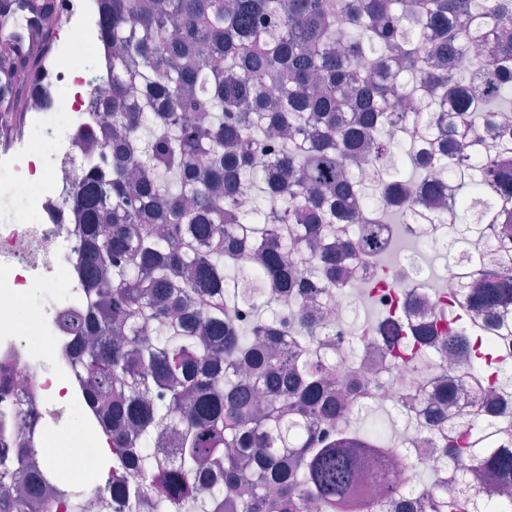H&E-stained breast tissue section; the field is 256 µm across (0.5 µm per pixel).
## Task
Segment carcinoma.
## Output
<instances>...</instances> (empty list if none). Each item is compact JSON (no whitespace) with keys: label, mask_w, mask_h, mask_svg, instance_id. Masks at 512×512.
<instances>
[{"label":"carcinoma","mask_w":512,"mask_h":512,"mask_svg":"<svg viewBox=\"0 0 512 512\" xmlns=\"http://www.w3.org/2000/svg\"><path fill=\"white\" fill-rule=\"evenodd\" d=\"M112 38V167L76 195L85 232L88 315L79 370L89 401L145 470L158 512H410L382 442L340 414H367L381 388L348 382L365 336L341 353L321 301L343 287L348 258L377 262L390 219L429 220L439 198L441 248L486 238L495 265L467 303L420 327L404 303L376 322L392 367L419 371L443 464L467 477L483 460L503 496L433 494L429 512H512V412L481 394L512 364L475 350L470 311L512 330V0H101ZM141 96L140 108L128 101ZM454 188L453 195L446 189ZM276 199L280 211L270 210ZM180 428L172 457L153 458L159 432ZM24 448L0 470V512H29L39 476ZM378 489L361 501V479Z\"/></svg>","instance_id":"obj_1"}]
</instances>
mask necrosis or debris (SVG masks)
Here are the masks:
<instances>
[{
  "instance_id": "1",
  "label": "necrosis or debris",
  "mask_w": 512,
  "mask_h": 512,
  "mask_svg": "<svg viewBox=\"0 0 512 512\" xmlns=\"http://www.w3.org/2000/svg\"><path fill=\"white\" fill-rule=\"evenodd\" d=\"M53 29L44 83L55 101L34 94L27 135L0 149V170L12 175L0 187V448L36 449L45 505L56 504L53 485L61 476L86 470L98 481L81 492L86 512H128L129 504L108 493L113 477L133 488L139 506L150 499V484L127 470L111 429L89 403L66 326L89 299L75 196L89 169L108 162L91 129L104 123L95 100L112 77V43L103 32L100 0H65ZM389 285L411 297L415 320L440 306L432 287L411 280L404 268L392 270ZM52 444L66 447V454L45 456ZM384 456L408 482L415 471L436 469L440 450L425 437L412 451L388 448Z\"/></svg>"
}]
</instances>
